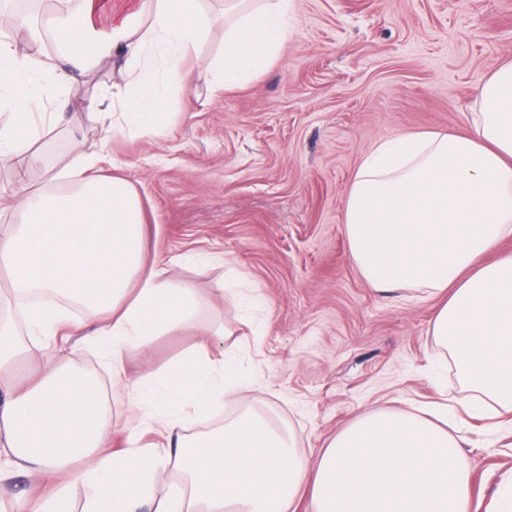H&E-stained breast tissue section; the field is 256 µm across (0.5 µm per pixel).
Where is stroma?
Masks as SVG:
<instances>
[{"label":"stroma","instance_id":"1","mask_svg":"<svg viewBox=\"0 0 512 512\" xmlns=\"http://www.w3.org/2000/svg\"><path fill=\"white\" fill-rule=\"evenodd\" d=\"M512 58V0H293L279 62L230 91L194 67L159 130L107 139L108 117L75 107L36 146L42 165L0 160V185L78 187L61 175L74 143L94 171L135 187L148 254L206 305L196 324L155 336L131 357L142 378L216 325L249 390L193 423L197 436L243 410L289 431L317 458L365 413L417 412L464 394L432 334L434 302L382 293L361 276L344 232L347 191L375 143L460 131L487 76ZM241 287L242 300L220 287ZM261 338H254V329ZM473 461L474 501L489 512L512 478V435L456 420Z\"/></svg>","mask_w":512,"mask_h":512}]
</instances>
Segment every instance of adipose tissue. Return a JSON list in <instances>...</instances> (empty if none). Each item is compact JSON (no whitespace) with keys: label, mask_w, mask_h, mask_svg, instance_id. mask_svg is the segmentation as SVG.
I'll list each match as a JSON object with an SVG mask.
<instances>
[{"label":"adipose tissue","mask_w":512,"mask_h":512,"mask_svg":"<svg viewBox=\"0 0 512 512\" xmlns=\"http://www.w3.org/2000/svg\"><path fill=\"white\" fill-rule=\"evenodd\" d=\"M209 0H50L56 50L40 23L18 21L0 37V156L37 165L35 130L52 134L78 78L122 59L124 84L93 113L111 111L110 136L155 131L187 64L210 30ZM224 52L207 61L224 90L247 84L280 59L292 0H226ZM93 154L76 151L73 192L0 190V266L14 297L42 288L81 302L82 318L53 302L31 306L25 329L0 309V512H471L472 466L458 439L418 415L375 410L337 434L316 459L253 411L190 439L186 421L223 406L232 360L200 344L144 379L127 360L153 336L189 325L204 305L188 284L170 286L149 257L141 200L129 181L95 178ZM345 234L376 290L439 298L433 334L469 393L462 408L496 433L512 425V60L480 88L462 132L405 134L374 145L349 187ZM78 337L112 370L103 394L57 339ZM132 398L122 427L128 448L110 453V401ZM159 425L166 449L141 448ZM182 479H168L170 469Z\"/></svg>","instance_id":"ef3b65f1"}]
</instances>
